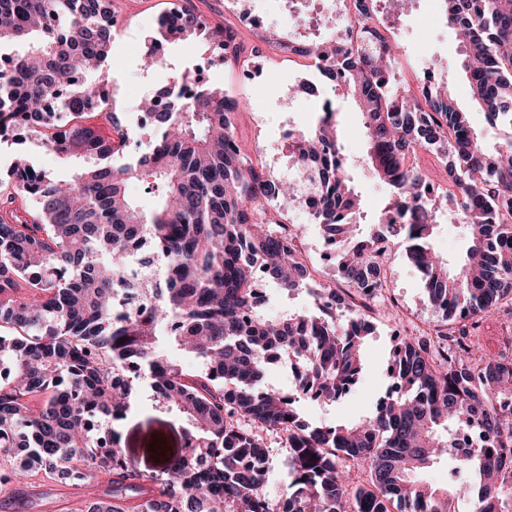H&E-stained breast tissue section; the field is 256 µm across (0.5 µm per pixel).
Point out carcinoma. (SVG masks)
Instances as JSON below:
<instances>
[{
  "label": "carcinoma",
  "instance_id": "1",
  "mask_svg": "<svg viewBox=\"0 0 512 512\" xmlns=\"http://www.w3.org/2000/svg\"><path fill=\"white\" fill-rule=\"evenodd\" d=\"M442 2L474 101L512 128V0ZM173 9L186 47L203 37L232 46L226 62L240 59L245 45L232 28L204 30L192 5ZM381 15L377 0H366L358 23ZM116 23L114 0H0V46H26L0 57V133L49 128L44 145L83 162L64 184L24 158L12 190L0 188V500H25L30 479L44 474L98 487L88 512H448L458 497L470 512H512L504 481L512 459L479 441L458 444L472 425L512 442V413L497 408L512 399V356L485 359L473 339L461 341L464 329L445 354L425 337L402 339L374 414L348 424L301 420L300 399L332 405L356 387L371 325L344 317L346 299L310 287L292 233L268 217L297 197V185L244 153L233 123L240 103L224 89L201 84L186 99L171 90L158 111L149 99V150L112 163L119 149L92 119L125 136L117 113L105 111V85L87 77L107 62ZM378 38L379 50L303 34L285 45L355 100L367 164L400 217L351 240L360 198L331 112L289 134L291 157L319 191L312 215L336 237L338 273L366 288L364 269L401 237L443 320L478 321L505 304L512 313V141L488 149L445 82L398 92L396 47ZM419 148L445 161L451 184L441 195L429 196L410 163ZM131 182L154 191L151 208L129 196ZM20 198L34 203L22 216ZM444 198L470 233L452 269L432 245ZM259 275L314 294L315 309L269 317L253 284ZM122 293L140 303L137 314L118 312ZM280 355L303 370L288 391L263 387ZM143 383L189 425L184 452L156 476L128 460L114 429ZM265 431L287 441L288 482L275 503L262 493ZM341 455L369 469V486L351 485L336 467ZM442 460L463 475L445 489L420 479Z\"/></svg>",
  "mask_w": 512,
  "mask_h": 512
}]
</instances>
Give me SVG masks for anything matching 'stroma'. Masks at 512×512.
I'll list each match as a JSON object with an SVG mask.
<instances>
[{
	"label": "stroma",
	"mask_w": 512,
	"mask_h": 512,
	"mask_svg": "<svg viewBox=\"0 0 512 512\" xmlns=\"http://www.w3.org/2000/svg\"><path fill=\"white\" fill-rule=\"evenodd\" d=\"M224 2L193 0V5L207 27L228 25L242 37L248 52L236 65H224L211 56L207 46L191 51L178 42L167 45L162 63L147 71L141 66V57L156 35L158 18L168 0H117L115 7L124 33L113 42L103 77L122 89L121 94L114 97V108L126 128L125 156L134 158L147 152L154 135L151 123L143 122L140 117L143 98L172 88L176 77L187 70H197L207 84L224 87L235 98L246 102V111L234 116L235 136L247 149L249 158L283 177L291 170L288 158L282 153L283 132L301 131L314 123L323 98L330 96L336 108L341 152L362 200L361 229L370 231L389 201V190L367 164V140L357 105L351 98L333 93L330 85L319 82L308 60L296 55L288 57L281 52L255 54L257 32L243 25L238 14L226 10ZM251 2L269 26L292 36L313 27L320 37L326 38L336 25V0H314L290 17L275 8L274 0ZM387 35L400 46L398 59L404 65L403 84L408 90H417L423 62L432 59L442 78L447 79L457 105L469 113L482 139L492 143L504 137L505 128L490 124L486 113L471 96L461 66V48L454 30L448 26L440 0H414L410 11L389 26ZM20 149L26 151L34 167L52 172L60 179L69 177V166L44 146L42 136L32 133L20 145L10 139H0L1 180L7 179ZM281 210L295 227L301 256L309 266L313 283L337 279L335 261L325 262L320 258L326 235L323 225L314 217L301 214L293 202L282 203ZM432 244L452 265L465 254L469 246L468 228L455 219L453 210H442ZM386 287L388 293L398 297L402 309L393 311L381 298L366 301L363 311L374 331L364 342L361 382L336 404L302 402L306 419L336 424L356 421L369 414L388 385L386 368L397 338V319L412 325L421 318L440 323L441 315L428 303L423 282L408 261L403 243L394 245V254L386 268ZM478 343L488 358L512 350V328L506 323L504 310L484 317ZM186 428V422L179 415L158 407L146 386L141 388L125 418L116 426L126 457L148 473L161 471L163 461L183 452ZM34 483L41 497L25 506L23 512H60L59 507L64 503L69 506L67 512H82L85 502L94 496L92 487L66 486L43 475L35 477Z\"/></svg>",
	"instance_id": "stroma-1"
}]
</instances>
